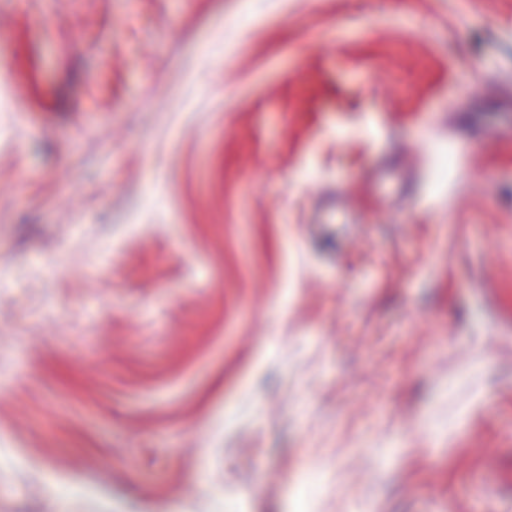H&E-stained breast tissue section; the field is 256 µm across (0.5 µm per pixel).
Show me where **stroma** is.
Masks as SVG:
<instances>
[{
  "label": "stroma",
  "mask_w": 512,
  "mask_h": 512,
  "mask_svg": "<svg viewBox=\"0 0 512 512\" xmlns=\"http://www.w3.org/2000/svg\"><path fill=\"white\" fill-rule=\"evenodd\" d=\"M490 288L512 0H0V512H512ZM373 188L383 199H400L407 189V177L402 172L381 169L375 177ZM317 234H323L336 227V234L340 233L346 226L343 222V215L336 206L322 207L317 209L312 217L311 223ZM476 481L482 489L491 490L497 497L512 498L511 468L480 475Z\"/></svg>",
  "instance_id": "35a3bbf8"
}]
</instances>
